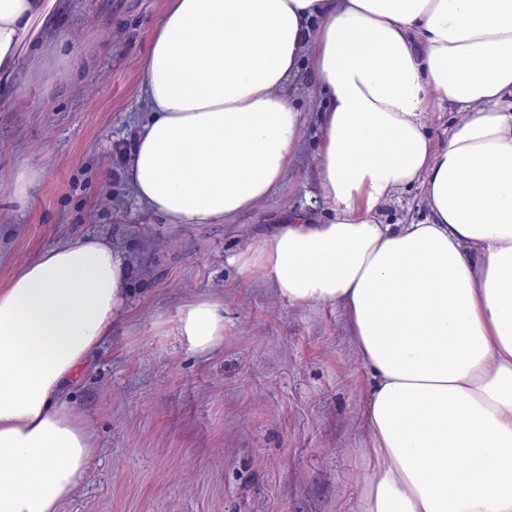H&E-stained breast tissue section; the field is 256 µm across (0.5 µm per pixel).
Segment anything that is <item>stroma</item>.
Masks as SVG:
<instances>
[{
  "label": "stroma",
  "instance_id": "1",
  "mask_svg": "<svg viewBox=\"0 0 512 512\" xmlns=\"http://www.w3.org/2000/svg\"><path fill=\"white\" fill-rule=\"evenodd\" d=\"M165 8L68 0L55 57L0 91V289L42 250L83 238L116 241L133 265L125 315L70 389L97 451L59 512H358L374 379L345 316L294 307L230 262L289 212L331 219L315 169L321 90L301 61L289 94L306 123L275 197L219 224L165 223L124 170L148 117L141 62ZM24 171L36 179L21 196ZM429 216L417 183L379 209L385 224ZM201 296L224 305V344L205 359L174 333Z\"/></svg>",
  "mask_w": 512,
  "mask_h": 512
}]
</instances>
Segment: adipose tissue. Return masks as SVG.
I'll use <instances>...</instances> for the list:
<instances>
[{
  "label": "adipose tissue",
  "mask_w": 512,
  "mask_h": 512,
  "mask_svg": "<svg viewBox=\"0 0 512 512\" xmlns=\"http://www.w3.org/2000/svg\"><path fill=\"white\" fill-rule=\"evenodd\" d=\"M63 0H0V88L55 53ZM324 94L316 164L334 217L290 213L232 259L289 304L346 316L374 380L359 512H512V0H167L141 65L135 198L217 224L275 195L305 126L302 57ZM459 107L448 144L432 99ZM428 222L385 224L414 183ZM130 263L107 239L47 248L0 289V512H58L96 441L67 393L112 336ZM176 334L205 357L224 306Z\"/></svg>",
  "instance_id": "obj_1"
}]
</instances>
